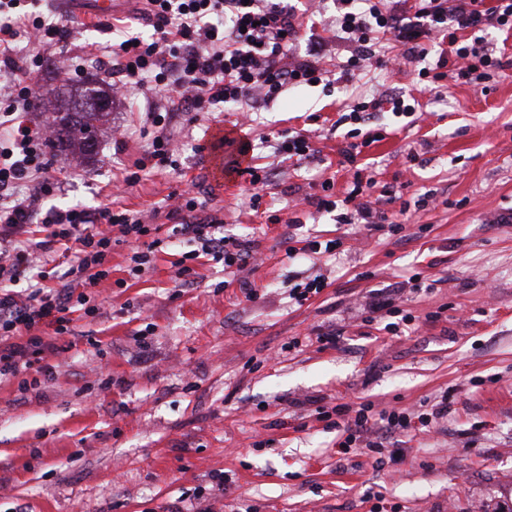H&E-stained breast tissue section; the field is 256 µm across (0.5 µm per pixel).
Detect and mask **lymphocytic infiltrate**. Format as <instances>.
I'll return each instance as SVG.
<instances>
[{
  "instance_id": "1",
  "label": "lymphocytic infiltrate",
  "mask_w": 512,
  "mask_h": 512,
  "mask_svg": "<svg viewBox=\"0 0 512 512\" xmlns=\"http://www.w3.org/2000/svg\"><path fill=\"white\" fill-rule=\"evenodd\" d=\"M335 5L333 39L347 42L352 52L334 66L333 39L316 38L298 53L301 22L285 0H143L139 15L151 28L149 37L98 45L85 56L90 63L111 62L113 93L139 95L147 104L140 134L148 146L124 165V184L137 183L147 169L175 168L170 116L176 111L192 124L202 112H220L257 96L268 101L286 86L325 81L336 68L352 75L415 62L419 80L438 89L448 79L472 84L512 65L484 44L489 30L512 31V0H497L490 8L484 0H335ZM435 34L447 39L448 51L435 54L427 47ZM68 39L66 28L36 12L0 25V63L9 72L0 83V385L14 382L22 392L53 379L51 359L63 349L56 337H68L67 346L76 347L75 318L97 316L96 296L112 276L114 247L131 248L133 276L152 267L167 237L193 245L176 262L183 279L195 276L193 263L202 258L239 271L255 260L251 241L224 235L222 219L207 214L203 196L171 193L165 230L141 214L107 206L41 211L43 198L61 191L64 181L46 161L48 127L31 124L26 114L37 96L36 68ZM418 105L410 95L361 96L347 115L353 127L341 151L344 164L356 167L361 147L379 139L359 132L366 113L410 114ZM320 188L310 202L317 211L335 213L337 223L384 224L385 214L364 200L361 179H354L339 201L332 179H323ZM451 407L444 391L427 412L378 411L369 401L340 403L329 411L345 434L340 452L358 445L377 454L383 443L375 432L391 436L416 423L425 427L447 417ZM329 411L321 407L317 413Z\"/></svg>"
}]
</instances>
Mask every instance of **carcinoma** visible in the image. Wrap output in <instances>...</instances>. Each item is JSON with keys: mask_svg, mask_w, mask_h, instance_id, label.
<instances>
[{"mask_svg": "<svg viewBox=\"0 0 512 512\" xmlns=\"http://www.w3.org/2000/svg\"><path fill=\"white\" fill-rule=\"evenodd\" d=\"M83 100L85 112H58L55 115V138L68 150L83 157L91 154L97 141V122L106 115L109 99L103 83L91 80L85 84Z\"/></svg>", "mask_w": 512, "mask_h": 512, "instance_id": "obj_1", "label": "carcinoma"}]
</instances>
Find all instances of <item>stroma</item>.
Segmentation results:
<instances>
[{
    "mask_svg": "<svg viewBox=\"0 0 512 512\" xmlns=\"http://www.w3.org/2000/svg\"><path fill=\"white\" fill-rule=\"evenodd\" d=\"M292 4L301 43L331 36L332 0ZM42 10L69 28L68 56L112 39L109 19L69 22L59 0ZM47 58L35 73L37 125L58 104L82 105L78 84L59 78L63 57ZM359 92L356 80L289 86L256 102L253 161L270 179L257 216L248 176L209 179L212 156L225 151L215 127L243 133L235 107L173 126L176 169L132 186L121 164L147 147L132 129L143 99L113 100L106 128L131 133L99 138L83 163L47 148L51 166L72 177L46 209L113 202L146 215L171 191L210 192L225 235L254 243L243 276L260 297L247 300L212 262L197 266L195 284L177 285L182 244L139 277L124 274L128 248H114L99 313L76 322L84 340L58 358L53 380L24 393L0 388V512H512V67L483 88L419 94L412 116L369 121L383 138L358 165L378 186L401 188L382 206L401 224L396 233L337 223L308 202L322 179L334 178L338 194L353 180L337 150L351 128L341 115ZM300 129L311 130L314 155L298 162L277 147ZM288 236L343 245L334 259L305 262L286 256ZM318 273L327 287L289 303V285ZM389 294L411 324L363 323L365 303ZM321 329L340 330L338 345L321 347ZM444 390L452 412L399 436L396 462L338 453L339 432L316 414L346 402L416 408Z\"/></svg>",
    "mask_w": 512,
    "mask_h": 512,
    "instance_id": "1",
    "label": "stroma"
}]
</instances>
